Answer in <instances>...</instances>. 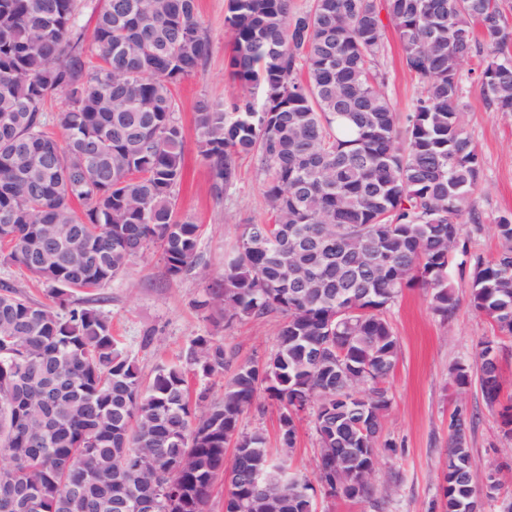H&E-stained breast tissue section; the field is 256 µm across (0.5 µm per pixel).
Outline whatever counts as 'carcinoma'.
I'll list each match as a JSON object with an SVG mask.
<instances>
[{
    "label": "carcinoma",
    "instance_id": "carcinoma-1",
    "mask_svg": "<svg viewBox=\"0 0 512 512\" xmlns=\"http://www.w3.org/2000/svg\"><path fill=\"white\" fill-rule=\"evenodd\" d=\"M500 2L228 0L227 70L249 94L198 101L196 146L219 193L234 185L239 158H255L270 222L243 225L200 307L218 304L229 321L274 317L277 343L263 363L238 365L202 410L186 373L224 374V344L198 336L185 364L159 365L147 382L110 317L90 305L151 245L172 277L202 265L201 225L176 209L185 134L173 94L208 55L196 0H103L90 35L82 0H0V263L27 269L53 301L0 284V471L32 492L19 512H83L67 493L68 456L96 475L98 512L153 493L157 512H206L224 474L268 487L244 512H317L315 482L351 501L371 493L384 380L399 353L387 312L419 287L450 317L463 216L481 230L470 205L481 158L460 125L461 71L483 45L480 93L512 112ZM387 20L421 84L404 113L376 70ZM58 95L66 106L50 117ZM496 229L497 257L470 270V305L512 339V217ZM496 338L479 342L476 367L458 364L455 380L465 388L477 373L511 437ZM58 376L69 384L47 420L42 395ZM262 392L279 409V459L262 432L241 430ZM310 407L312 479L288 465L296 418ZM230 446L245 454L228 464ZM437 508L478 509L471 448L453 427Z\"/></svg>",
    "mask_w": 512,
    "mask_h": 512
}]
</instances>
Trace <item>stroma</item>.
Listing matches in <instances>:
<instances>
[{"label": "stroma", "mask_w": 512, "mask_h": 512, "mask_svg": "<svg viewBox=\"0 0 512 512\" xmlns=\"http://www.w3.org/2000/svg\"><path fill=\"white\" fill-rule=\"evenodd\" d=\"M227 0H198L199 16L209 37V54L197 74L181 81L174 90L177 115L184 127L185 176L178 194L180 215L201 224L199 253L204 271L172 278L166 273L160 252L151 248L134 259L127 272L98 290L99 307L112 320V333L135 358L143 378H151L159 364H180L196 337L210 336L232 350L233 364L263 359L274 349V320L244 318L226 322L218 314L200 308L210 280L224 272L227 255L244 224H263L269 219L263 197V177L252 157L238 161L237 180L216 195L207 165L197 152L193 113L198 100L231 102L242 89L226 70L230 52L224 32ZM479 56L462 65L461 122L476 144L482 160L481 179L472 207L483 229L467 241L469 257L489 261L500 250L495 224L512 213V112L487 108L477 87ZM387 76L386 93L398 111L418 87L403 64L402 49L394 25H387L380 58ZM457 308L448 320L431 308L430 297L415 288L405 291L388 313L399 340V356L385 380L391 404L383 421V439L393 447L381 451L371 479L373 495L350 502L317 492V512H437L441 474L448 465V424L456 411L477 414L468 425L473 454L475 485H482L490 469H498L501 495L483 501L481 512H503L512 502V438L503 435L497 412L489 410L478 384L458 388L451 369L461 360H474L479 341L493 330L489 320L473 311L469 302V277L452 264ZM277 405L258 396L244 413L245 430H263L272 453H279ZM296 447L289 464L293 472L313 476L318 440L310 413L298 422Z\"/></svg>", "instance_id": "35a3bbf8"}]
</instances>
